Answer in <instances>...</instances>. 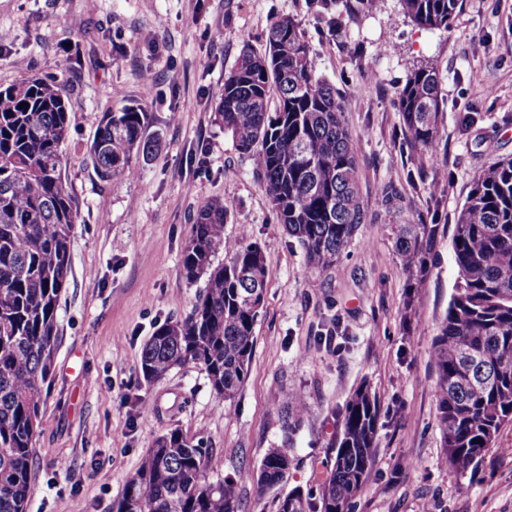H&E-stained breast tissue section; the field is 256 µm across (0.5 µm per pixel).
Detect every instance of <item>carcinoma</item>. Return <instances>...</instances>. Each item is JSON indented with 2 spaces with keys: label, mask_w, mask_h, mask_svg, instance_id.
Masks as SVG:
<instances>
[{
  "label": "carcinoma",
  "mask_w": 512,
  "mask_h": 512,
  "mask_svg": "<svg viewBox=\"0 0 512 512\" xmlns=\"http://www.w3.org/2000/svg\"><path fill=\"white\" fill-rule=\"evenodd\" d=\"M399 2L427 29L448 28L460 8V0ZM399 105L421 154L433 153L440 106L434 69L410 72ZM216 117L236 149L255 157L257 180L308 269L331 265L362 224L356 143L293 18L271 23L262 52L241 53L224 78ZM68 137L61 83L24 77L0 90V512H25L43 391L58 346L57 309L79 214L62 178ZM159 147L138 104L102 113L86 155L109 181L134 174L133 159L147 161ZM226 219L218 202L200 208L181 268L188 280L207 276L205 293L189 316L150 336L141 372L155 381L194 364L230 404L249 374L267 271L261 246L247 234L224 237ZM432 234L426 224L400 225L396 246L409 276L425 267ZM453 251L455 293L432 344L435 395L445 458L457 472L473 474L512 423V158L473 181L456 215ZM305 411L302 399L288 400L281 447L269 449L257 468L216 482L207 473L222 468L221 456L168 430L142 457L116 512H240L242 485L264 493L287 480L289 435ZM380 420V404L363 382L345 404L318 501L293 491L278 499L277 512H351L371 471Z\"/></svg>",
  "instance_id": "obj_1"
}]
</instances>
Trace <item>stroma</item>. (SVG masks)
I'll return each mask as SVG.
<instances>
[{
    "mask_svg": "<svg viewBox=\"0 0 512 512\" xmlns=\"http://www.w3.org/2000/svg\"><path fill=\"white\" fill-rule=\"evenodd\" d=\"M299 24L357 142L364 222L327 269L308 274L254 175L215 119L243 45L270 23ZM220 40H212L215 29ZM68 55L67 70L57 60ZM439 80L437 159L412 145L398 108L409 72ZM156 88L144 98L143 74ZM36 75L69 97L63 178L80 201L59 341L43 393L26 512H116L156 437L177 428L224 459L209 480L257 467L281 445L283 406L307 412L280 490L242 488L241 512H276L279 494L312 491L334 463L340 415L369 382L382 409L375 461L355 512H512V423L477 476L442 454L431 345L454 292L455 215L473 180L512 157V0H462L450 28L424 29L399 0L324 10L320 0H0V89ZM144 105L162 145L141 176L103 181L85 158L102 112ZM224 202V234L248 231L267 266L249 375L232 403L194 365L144 380L140 357L163 323L188 316L205 279L180 267L192 216ZM435 229L413 279L400 225ZM414 466L395 472L398 460Z\"/></svg>",
    "mask_w": 512,
    "mask_h": 512,
    "instance_id": "1",
    "label": "stroma"
}]
</instances>
